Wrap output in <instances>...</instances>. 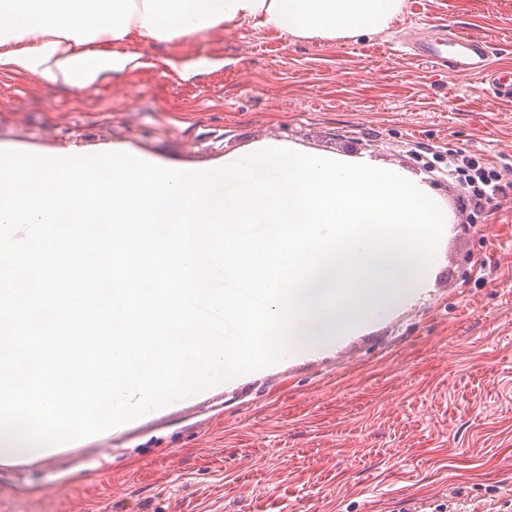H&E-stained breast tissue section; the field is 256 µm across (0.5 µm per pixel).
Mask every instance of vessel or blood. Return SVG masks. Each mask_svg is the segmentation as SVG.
<instances>
[{
  "mask_svg": "<svg viewBox=\"0 0 512 512\" xmlns=\"http://www.w3.org/2000/svg\"><path fill=\"white\" fill-rule=\"evenodd\" d=\"M412 56L436 68H445L461 77L481 78L492 101L512 100V89L490 68L494 46L482 37L458 30L453 35L408 41Z\"/></svg>",
  "mask_w": 512,
  "mask_h": 512,
  "instance_id": "vessel-or-blood-1",
  "label": "vessel or blood"
}]
</instances>
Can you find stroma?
Returning <instances> with one entry per match:
<instances>
[{
	"label": "stroma",
	"instance_id": "stroma-1",
	"mask_svg": "<svg viewBox=\"0 0 512 512\" xmlns=\"http://www.w3.org/2000/svg\"><path fill=\"white\" fill-rule=\"evenodd\" d=\"M433 24L512 68V0H405L379 36L245 24L143 48L140 68L81 90L0 73L1 145L210 166L281 140L401 168L452 225L415 300L54 461L0 464V512H512V102L402 52ZM452 154L502 168L484 209L448 177Z\"/></svg>",
	"mask_w": 512,
	"mask_h": 512
}]
</instances>
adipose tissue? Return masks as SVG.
Masks as SVG:
<instances>
[{
    "mask_svg": "<svg viewBox=\"0 0 512 512\" xmlns=\"http://www.w3.org/2000/svg\"><path fill=\"white\" fill-rule=\"evenodd\" d=\"M405 0H0V71L81 89L136 68L139 47L242 24L299 40L384 33Z\"/></svg>",
    "mask_w": 512,
    "mask_h": 512,
    "instance_id": "1",
    "label": "adipose tissue"
}]
</instances>
